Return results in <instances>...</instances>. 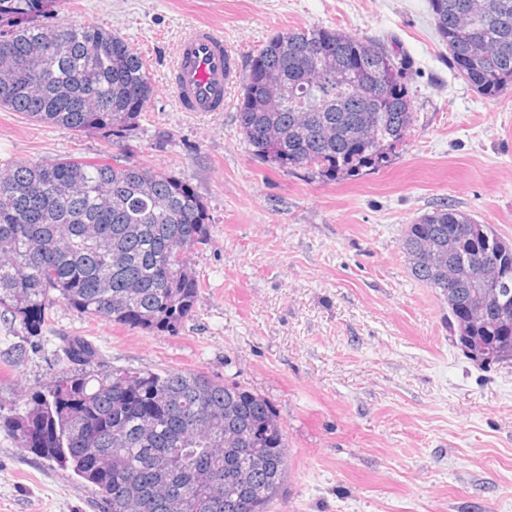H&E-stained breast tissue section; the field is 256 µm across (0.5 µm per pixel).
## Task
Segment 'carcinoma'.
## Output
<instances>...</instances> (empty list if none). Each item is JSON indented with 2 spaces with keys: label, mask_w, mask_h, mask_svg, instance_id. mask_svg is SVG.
Listing matches in <instances>:
<instances>
[{
  "label": "carcinoma",
  "mask_w": 512,
  "mask_h": 512,
  "mask_svg": "<svg viewBox=\"0 0 512 512\" xmlns=\"http://www.w3.org/2000/svg\"><path fill=\"white\" fill-rule=\"evenodd\" d=\"M456 72L495 98L512 88V0H428ZM35 0H0V108L70 131L122 138L145 111L151 77L132 47L97 26L16 24ZM258 95L250 73L288 82ZM409 64L383 44L315 26L272 36L250 61L237 121L251 154L333 178L375 164L412 125ZM209 209L187 181L133 161H19L0 172V307L23 327L54 300L88 317L174 330L201 283L188 252L209 241ZM411 274L448 304V328L484 364L512 363V244L490 224L442 205L407 225ZM491 282L496 294L483 302ZM72 365L0 430L62 462L107 512H268L287 477L286 431L270 402L233 380L183 371L93 373L97 351L60 347Z\"/></svg>",
  "instance_id": "carcinoma-1"
}]
</instances>
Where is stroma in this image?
Wrapping results in <instances>:
<instances>
[{"mask_svg": "<svg viewBox=\"0 0 512 512\" xmlns=\"http://www.w3.org/2000/svg\"><path fill=\"white\" fill-rule=\"evenodd\" d=\"M29 21L95 25L142 56L153 92L125 139L0 109V171L101 150L184 177L209 208L189 253L201 296L175 331L102 324L61 301L39 334L0 309V412L24 409L64 365L63 339L97 368L202 372L266 398L288 475L271 512H512V365L483 368L449 338L448 306L416 280L406 227L440 205L512 242V91L479 93L449 64L428 0H41ZM221 31L238 73L275 33L323 26L411 62L414 120L383 162L327 180L251 155L241 85L220 112L183 111L170 86L190 27ZM24 346L20 363L2 358ZM72 470L0 431V512H102Z\"/></svg>", "mask_w": 512, "mask_h": 512, "instance_id": "stroma-1", "label": "stroma"}]
</instances>
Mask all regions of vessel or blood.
<instances>
[{"mask_svg":"<svg viewBox=\"0 0 512 512\" xmlns=\"http://www.w3.org/2000/svg\"><path fill=\"white\" fill-rule=\"evenodd\" d=\"M230 55L223 36L207 25L195 26L181 40L171 88L184 111H223L224 91L234 79L225 69Z\"/></svg>","mask_w":512,"mask_h":512,"instance_id":"1","label":"vessel or blood"}]
</instances>
